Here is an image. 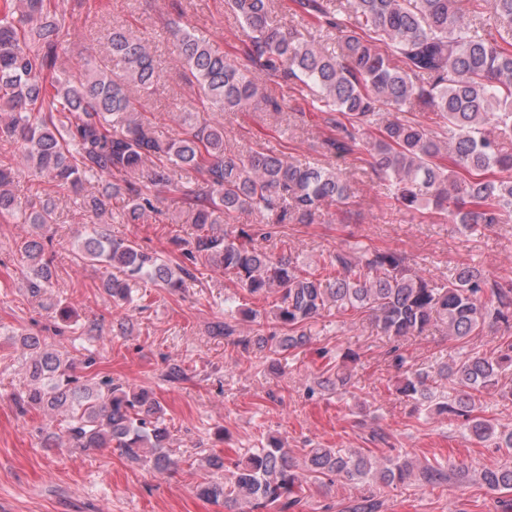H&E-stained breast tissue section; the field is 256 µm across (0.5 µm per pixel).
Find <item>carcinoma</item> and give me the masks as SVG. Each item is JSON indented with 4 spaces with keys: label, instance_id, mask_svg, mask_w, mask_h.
Here are the masks:
<instances>
[{
    "label": "carcinoma",
    "instance_id": "carcinoma-1",
    "mask_svg": "<svg viewBox=\"0 0 512 512\" xmlns=\"http://www.w3.org/2000/svg\"><path fill=\"white\" fill-rule=\"evenodd\" d=\"M229 2L248 31L246 57L267 77L296 79L315 93L328 129L318 147L338 158L365 152L372 174L387 187L389 205L447 216L465 229L512 218V153L505 147L512 141V0H492L493 33L482 16L485 0H293L304 24L286 31L270 20L273 0ZM66 25L65 13L47 0H0V139L21 143L26 168L81 197L95 219L119 199L122 218L136 221L158 210L156 190L173 186L178 172L196 178L171 218L194 228L190 239L175 240L186 265L174 269L96 223L89 228L82 259L114 270L101 281L114 303H131L139 280L181 289L205 261L254 297L278 294L271 310L278 332L237 340L274 355L306 346L312 323L331 307L339 314L371 311L390 338L422 336L440 324L464 341L496 324L512 325V284L475 265L456 268L439 286L392 250H338L325 275L305 269L290 252L263 250L257 242L271 238L277 226L312 224L324 204L347 200V175L262 147L228 152L224 127L191 112L180 137L160 135L138 97L159 78L147 41L114 27L107 37L112 65L90 58L79 75H67L56 69ZM167 29L208 109L235 112L263 103L281 111L236 54L175 18ZM311 29L334 38L337 54L321 51ZM407 104L436 113L440 131L412 118L381 119V107L400 112ZM490 123L494 135L486 132ZM17 174L0 165V216L39 227L55 223L52 199L24 204L8 190ZM93 181L97 189L83 193ZM246 211L263 220L236 228ZM51 246L40 236L17 245L32 271L28 291L34 297L51 288ZM253 316L230 302L214 335L233 336L239 321ZM18 341L28 352L25 395L15 397L20 413L36 408L63 415L64 440L73 450L114 448L132 462L148 459L159 472L170 469L164 410L147 390L78 376L74 361L38 336ZM354 361L351 352L342 354L333 374L314 378L317 388L347 391ZM394 363L404 374L398 392L413 411L460 418L468 438L505 450L506 458L483 469L478 480L489 492L512 493V431L475 414L484 392L512 401V387L500 385L502 373L512 370V342L491 355L465 352L430 370L407 369L400 355ZM64 440L48 433L44 445L60 447ZM205 467L224 478H203L196 493L223 502L227 512H289L301 502L304 484L333 477L369 491L353 497L344 512H378L377 492L390 486L435 488L467 478L437 459L418 463L396 454L380 460L350 448H306L300 466L275 437L237 459L210 454Z\"/></svg>",
    "mask_w": 512,
    "mask_h": 512
}]
</instances>
